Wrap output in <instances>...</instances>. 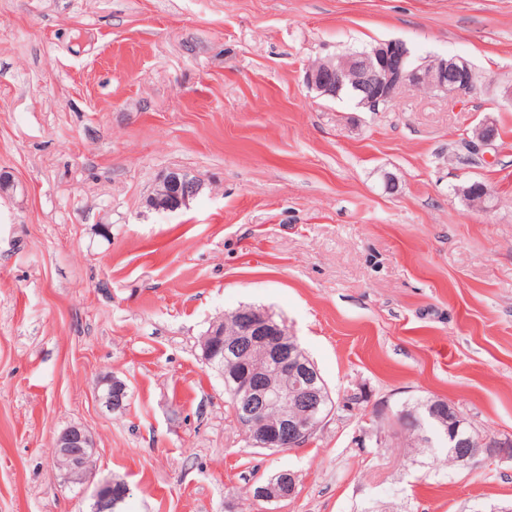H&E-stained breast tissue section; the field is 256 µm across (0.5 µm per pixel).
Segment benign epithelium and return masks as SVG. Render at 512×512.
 Segmentation results:
<instances>
[{"mask_svg": "<svg viewBox=\"0 0 512 512\" xmlns=\"http://www.w3.org/2000/svg\"><path fill=\"white\" fill-rule=\"evenodd\" d=\"M308 86L320 95L337 98L343 88H349L356 105L368 112H378L389 105L406 87H427L459 101L474 93L479 74L473 63L462 56L435 57L413 63L407 44L400 39L383 41L368 51L335 55L307 70ZM497 138L496 124L487 119L474 130L469 147L480 152ZM203 181L181 169H172L156 181L146 199L149 209L157 213H173L202 192ZM235 338L224 340V321L212 325L201 342L203 359L215 365L218 354L240 357L245 369L244 382L237 392L238 426L248 442L259 448L276 446L300 447L310 442L321 422L323 397L316 386V375L284 339L283 328L269 313L255 308L244 311L236 319ZM126 384L112 376L98 383V401L107 412L117 410L126 396ZM451 447L465 461L477 456L482 449L471 447L462 437H453ZM54 461L68 478L79 484L95 483L94 496L98 512H110L112 507L129 497L128 485L112 492L110 480L94 482L89 464L95 444L82 425H72L54 438ZM297 490L294 472L283 470L271 480L256 487L257 498L282 501Z\"/></svg>", "mask_w": 512, "mask_h": 512, "instance_id": "7a95c632", "label": "benign epithelium"}]
</instances>
